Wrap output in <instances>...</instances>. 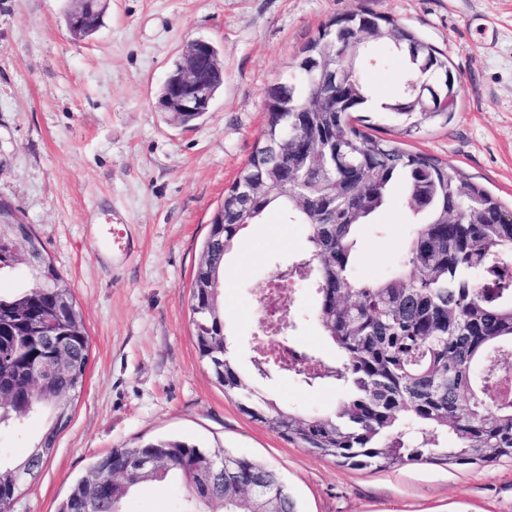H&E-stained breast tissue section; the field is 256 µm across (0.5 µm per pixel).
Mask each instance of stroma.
<instances>
[{"instance_id": "stroma-1", "label": "stroma", "mask_w": 512, "mask_h": 512, "mask_svg": "<svg viewBox=\"0 0 512 512\" xmlns=\"http://www.w3.org/2000/svg\"><path fill=\"white\" fill-rule=\"evenodd\" d=\"M392 16L448 57L458 81L449 123L403 137L404 148L461 170L512 202V0H110L102 26L70 34L71 0H0V200L19 209L66 278L90 337L69 425L14 512H55L99 456L183 437L278 473L301 512H512V458L491 467L351 469L283 438L225 395L195 344L190 290L210 218L264 129L266 90L293 69L330 19L358 7ZM212 43L224 84L209 112L179 125L159 92L187 45ZM415 215L394 190L360 226L355 272L385 273ZM120 225L123 249L109 243ZM306 247L278 214L245 229L224 268L231 354L251 367L260 333L249 307ZM299 341L333 364L313 319L316 291L281 282ZM263 389L307 414L331 410L335 384L278 373ZM186 489L156 483L126 512H173Z\"/></svg>"}]
</instances>
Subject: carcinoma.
Masks as SVG:
<instances>
[{"instance_id": "cac0c4a2", "label": "carcinoma", "mask_w": 512, "mask_h": 512, "mask_svg": "<svg viewBox=\"0 0 512 512\" xmlns=\"http://www.w3.org/2000/svg\"><path fill=\"white\" fill-rule=\"evenodd\" d=\"M368 21L380 31L364 35ZM380 41L404 62L407 77L396 95L378 100L364 70L386 63L369 53ZM301 52H315L352 73L336 98L319 101L297 123L295 110L317 99L316 78H286L271 87L264 101L265 130L234 183L224 190V210L212 214L210 230L194 273L191 312L200 324L195 341L200 359L216 384L238 399L241 412L269 425L341 466L385 470L407 464H458L488 467L512 458V216L501 199L471 182L438 158L410 152L394 139L366 132L365 112H380L405 135L427 121L451 120L450 106L427 112L412 93L422 79L435 84L440 98L456 99L448 85V59L432 44L394 18L360 8L333 18ZM269 141L289 151L306 141L331 181L303 197L283 189ZM264 180L266 191L244 200L235 193L241 180ZM410 210L421 217L399 259L378 278L354 271L355 233L382 211L395 185ZM278 211L307 233L303 259L317 282L314 317L322 334L340 353L335 365L311 362L297 367L287 360L278 369L309 385L333 381L344 389L336 408L306 415L280 407L266 397L235 359L227 356L229 337L221 298L203 302L210 278L224 280L227 257L240 233ZM43 276L51 288L36 293L27 286L0 298V384L14 389L0 405V428L33 414L49 422L39 441L17 460L0 459V499L13 509L21 484L35 478L55 449L56 438L71 421L87 370L90 340L76 299L43 242ZM62 344L70 358L57 385L62 395H34L26 387L32 366ZM154 454L158 470L126 483L90 480L112 460ZM172 476L209 512H297V503L273 470L222 448H207L181 438H158L132 448H114L98 457L71 486L57 512H124L129 494Z\"/></svg>"}]
</instances>
